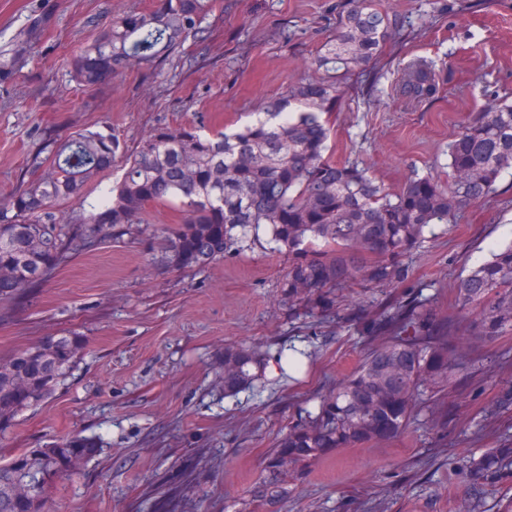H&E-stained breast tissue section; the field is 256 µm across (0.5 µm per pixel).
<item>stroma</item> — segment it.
<instances>
[{
    "label": "stroma",
    "instance_id": "obj_1",
    "mask_svg": "<svg viewBox=\"0 0 512 512\" xmlns=\"http://www.w3.org/2000/svg\"><path fill=\"white\" fill-rule=\"evenodd\" d=\"M153 0H61L33 60L0 88V198L31 179L72 131L108 126L122 149L160 123H242L270 97L317 75L314 60L348 0H224L205 38L155 65L131 68L110 87L86 90L66 61L113 17ZM397 28L383 54L343 84L329 142L398 188L412 174L447 175L459 125L497 99L512 100V0H387ZM432 62L444 89L418 101L399 90L406 67ZM167 208L150 210L149 236L106 238L70 255L38 288L0 303V355L48 336L84 346L68 378L0 435V463L75 435L99 453L57 482L51 512H224L250 507L263 461L298 407L362 359L356 327L297 329L278 303L288 268L266 237L188 272L161 268ZM512 242V170L485 200L435 224L406 257L408 277L378 294L431 295L448 305L461 275L491 244ZM258 353L294 345L308 372L290 379L267 360L260 386L224 394V348ZM471 369L448 399V431L415 425L400 439L339 448L289 484L279 512H512V480L478 505L468 499L472 458L512 435V415L484 407L512 386V335L465 350Z\"/></svg>",
    "mask_w": 512,
    "mask_h": 512
}]
</instances>
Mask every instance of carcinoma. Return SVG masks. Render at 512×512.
<instances>
[{
	"label": "carcinoma",
	"instance_id": "obj_1",
	"mask_svg": "<svg viewBox=\"0 0 512 512\" xmlns=\"http://www.w3.org/2000/svg\"><path fill=\"white\" fill-rule=\"evenodd\" d=\"M59 0H41L21 32L0 49V87L14 82L52 27ZM223 0H158L147 11L110 19L68 62L77 85L102 88L133 66H151L206 30ZM394 34L379 0H349L336 34L315 58L320 77L300 81L268 100L264 118L226 132L197 125L159 124L126 158L122 177L104 200L64 224L62 207L112 167L120 142L109 127L70 133L40 173L0 201V302H11L43 282L72 251L98 236L118 240L146 232L156 206L179 212L164 237L161 264L189 271L244 248L264 230L288 257L279 303L288 318L339 324L342 311L378 288L402 281L406 255L432 224H446L463 205L496 191L512 170V102L487 105L464 122L448 144V179L410 176L392 190L354 162L327 156L331 135L322 115L336 108L340 83L380 55ZM400 91L414 100L439 92L431 66L410 64ZM460 335L448 333L438 301L416 297L375 319H359L365 337L385 340L358 366L331 381L318 402L299 407L265 461L253 492L270 509L288 499V478L338 448H362L404 436L419 421L439 433L453 377L463 370L461 339L492 347L512 335V244L491 250L454 288L450 303ZM83 349L76 335L50 336L0 356V433L24 411L52 395ZM256 353L243 344L224 348V394L258 381ZM512 409V388L486 410L499 418ZM100 447L74 437L30 460L24 452L0 464V512H49L57 479L73 458L88 460ZM512 479V437L470 461L474 496Z\"/></svg>",
	"mask_w": 512,
	"mask_h": 512
}]
</instances>
